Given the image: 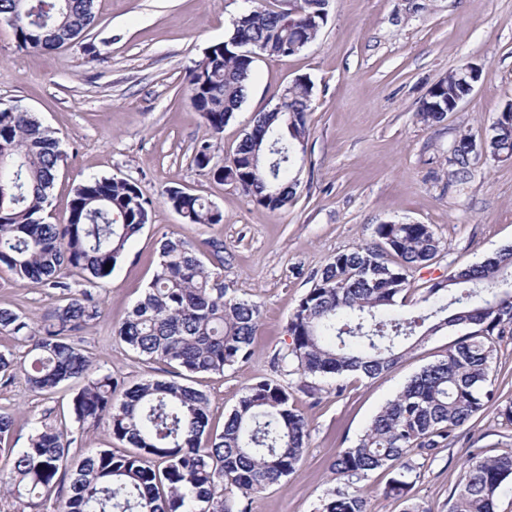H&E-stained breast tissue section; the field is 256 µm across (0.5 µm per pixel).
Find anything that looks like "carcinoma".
I'll return each instance as SVG.
<instances>
[{
    "instance_id": "obj_1",
    "label": "carcinoma",
    "mask_w": 512,
    "mask_h": 512,
    "mask_svg": "<svg viewBox=\"0 0 512 512\" xmlns=\"http://www.w3.org/2000/svg\"><path fill=\"white\" fill-rule=\"evenodd\" d=\"M328 0H294L288 8L255 0L224 41L210 46L189 71L193 107L215 137L245 99L260 56L288 57L293 45L313 43L328 17ZM27 14L12 25L17 47L29 53L62 46L94 21V0H27ZM311 81L298 76L279 92L285 111L260 112L233 155V166L209 168L213 144L198 143L193 161L220 181L234 182L258 206L276 211L296 197L295 169L310 135ZM463 93L456 70L440 79L418 109L426 125L441 122L448 98ZM490 151L512 157V112L494 122ZM471 136L463 134L449 162L465 175ZM0 268L22 284L59 290L62 304L37 326L0 308V332L28 346L25 358L0 352V374L24 377L29 389L52 394L83 382L70 413L85 432L107 423L112 438L129 449L95 448L70 457L72 430L46 422L28 446L7 447L13 414L0 412V486L15 496L19 512H41L56 486L69 482L63 512H248L243 500L294 473L310 438L288 387L255 381L224 422L210 428L207 395L179 381L144 380L119 402L118 381L94 370L69 340L71 332L101 317L100 290L128 243L149 223L151 206L136 183L91 178L77 186L61 224L43 218L61 163L54 132L19 104L0 107ZM189 224H219L222 213L202 197L167 193ZM377 242L336 254L288 321L291 343L277 358L281 370L304 376L351 374L376 378L438 331L468 325L471 331L444 358L423 367L372 419L355 445L330 464L342 487L321 499L318 512H371L359 483L369 473H394L385 495L407 503L404 512H430L413 494L414 458L451 447L490 402H497L492 373L498 342L512 336V245L424 288L417 313L396 309L411 290L410 273L430 265L445 245L428 224L387 223ZM110 270H105V266ZM224 242L200 253L183 237L160 240L158 263L143 297L116 336L130 350L161 361L184 377L222 373L249 361L261 305L219 282ZM91 285L72 292L68 276ZM512 479V450L494 456L473 452L449 499L448 512H496L497 496Z\"/></svg>"
}]
</instances>
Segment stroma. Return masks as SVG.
Instances as JSON below:
<instances>
[{
	"instance_id": "obj_1",
	"label": "stroma",
	"mask_w": 512,
	"mask_h": 512,
	"mask_svg": "<svg viewBox=\"0 0 512 512\" xmlns=\"http://www.w3.org/2000/svg\"><path fill=\"white\" fill-rule=\"evenodd\" d=\"M247 0H95L93 25L74 42L34 55L20 51L0 25V104H20L54 131L65 160L44 211L62 222L75 188L93 176L126 178L151 200V220L129 243L103 293L104 314L71 339L120 389L168 380L167 365L145 360L115 330L150 284L163 235L199 250L224 243L222 279L261 304L254 355L221 374L192 378L210 399L214 429L246 385L271 378L287 385L306 418L309 447L297 471L253 494L250 512H316L338 482L329 465L351 447L380 408L423 366L445 355L466 326L429 336L374 379L280 373L274 359L289 344L288 319L315 276L340 252L374 242L387 222L431 225L446 249L412 274L408 310L420 290L449 269L482 262L512 245V159H473L466 178L449 162L461 134L480 140L512 103V0H330L317 40L284 58L258 57L247 94L218 138L185 93L190 68L223 41ZM472 63L481 71L471 97L428 126L416 113L448 70ZM305 76L313 86L310 129L300 187L288 207L256 206L234 184L213 178L249 132L256 113L271 109L280 88ZM212 139L211 170L198 168L194 148ZM179 188L222 212L218 224H188L166 202ZM60 301L59 290L19 285L0 268V308L39 321ZM76 383L53 394L29 390L23 377L0 378V412L15 416L14 448L26 447L41 421L70 425ZM512 448V423L497 408L480 412L461 441L421 461L415 495L430 512H448V497L471 451Z\"/></svg>"
}]
</instances>
